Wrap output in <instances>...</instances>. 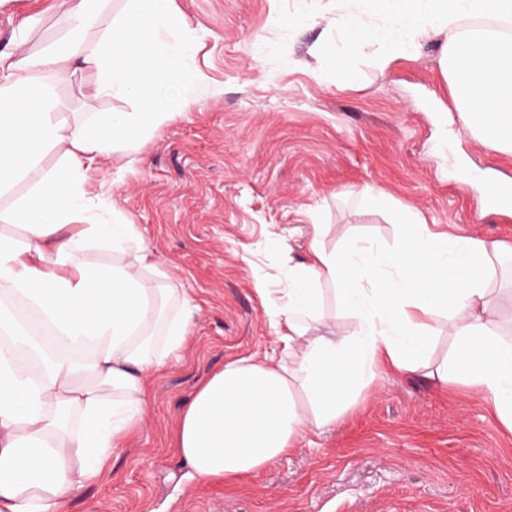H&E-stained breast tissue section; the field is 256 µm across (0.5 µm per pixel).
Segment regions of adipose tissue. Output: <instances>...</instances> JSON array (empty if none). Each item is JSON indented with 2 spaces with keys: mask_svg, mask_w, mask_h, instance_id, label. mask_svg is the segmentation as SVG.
<instances>
[{
  "mask_svg": "<svg viewBox=\"0 0 512 512\" xmlns=\"http://www.w3.org/2000/svg\"><path fill=\"white\" fill-rule=\"evenodd\" d=\"M99 2L62 0L63 47L18 50L0 73V195L33 180L7 215L24 240L0 233V512H67L143 424L149 375L179 357L190 333L192 298L167 282L134 225L98 220L94 191L101 162L164 120L160 82L195 81L174 61L183 19L174 0H129L115 23L99 18ZM372 7L388 13L404 39L386 42L357 23L346 35L354 52L384 59L414 54L464 16L512 21V0H372ZM439 63L463 127L512 153V37L468 31L442 46ZM74 70L93 75L94 91L85 119L71 123L58 116L55 83ZM116 95L136 99L141 111H100V100ZM489 112L498 120L491 134ZM50 152L59 167L40 169ZM398 220L401 243L390 251L356 238L326 250L314 225L309 259L284 287L262 289L282 354L225 364L181 409L177 451L188 479L256 474L334 426L380 367L416 370L435 309L447 312L458 340L438 380L471 385L512 429V342L500 337L487 290L498 245L432 231L410 211ZM92 250L131 259L94 263L84 258ZM323 281L338 285L355 333L327 322ZM29 307L53 324L59 345L87 351L49 360L35 382L16 363Z\"/></svg>",
  "mask_w": 512,
  "mask_h": 512,
  "instance_id": "ef3b65f1",
  "label": "adipose tissue"
}]
</instances>
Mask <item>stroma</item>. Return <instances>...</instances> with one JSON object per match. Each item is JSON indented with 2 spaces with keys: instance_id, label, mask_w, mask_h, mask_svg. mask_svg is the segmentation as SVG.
<instances>
[{
  "instance_id": "stroma-1",
  "label": "stroma",
  "mask_w": 512,
  "mask_h": 512,
  "mask_svg": "<svg viewBox=\"0 0 512 512\" xmlns=\"http://www.w3.org/2000/svg\"><path fill=\"white\" fill-rule=\"evenodd\" d=\"M58 0H0V55L60 36ZM197 80L139 147L105 161L98 184L164 272L196 305L180 358L148 379L145 423L70 512H512V431L460 382L432 372L455 348L433 312L427 370L380 369L335 426L236 483H195L174 444L182 405L224 364L281 346L257 287H280L321 243L359 236L396 248L411 209L452 236L499 242L488 281L512 318V212L484 209L487 183H512V154L448 123L456 101L438 57L443 36L390 62L349 49L333 18L398 38L367 0H174ZM38 24L19 34L20 17ZM337 56L358 79L337 81ZM393 209L369 207L364 185Z\"/></svg>"
}]
</instances>
